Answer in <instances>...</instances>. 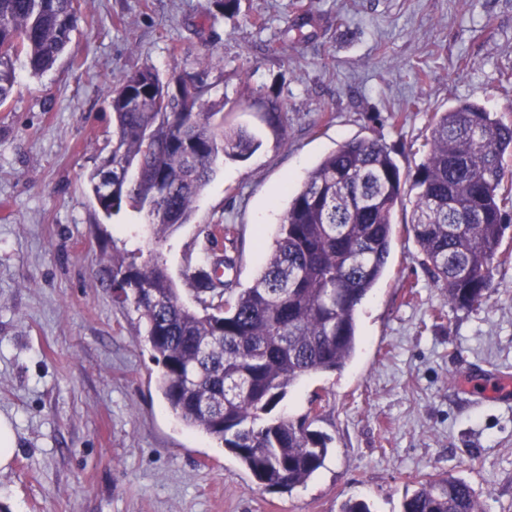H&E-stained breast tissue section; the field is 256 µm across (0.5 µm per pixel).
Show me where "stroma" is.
Instances as JSON below:
<instances>
[{"label": "stroma", "mask_w": 512, "mask_h": 512, "mask_svg": "<svg viewBox=\"0 0 512 512\" xmlns=\"http://www.w3.org/2000/svg\"><path fill=\"white\" fill-rule=\"evenodd\" d=\"M85 0L56 66L0 107V415L16 453L0 512H339L347 498L400 512L408 476L467 480L485 512H512V262L489 300L446 304L406 224L358 311L338 372L299 380L278 415L315 417L323 466L292 493L256 484L223 443L187 427L157 389L145 324L112 291V253L161 251L181 300L206 255L203 228L236 225L235 288L250 287L289 192L351 139L384 143L401 170L428 150V115L461 101L512 119V0ZM202 74L228 129L252 134L223 159L190 223L164 241L142 214L105 217L87 177L112 137L105 86L144 66ZM288 114L271 126L265 100Z\"/></svg>", "instance_id": "1"}]
</instances>
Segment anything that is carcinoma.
<instances>
[{
    "label": "carcinoma",
    "mask_w": 512,
    "mask_h": 512,
    "mask_svg": "<svg viewBox=\"0 0 512 512\" xmlns=\"http://www.w3.org/2000/svg\"><path fill=\"white\" fill-rule=\"evenodd\" d=\"M81 0H0V107L16 92L15 63L39 76L64 54ZM189 79L179 95L151 66L105 91L112 112V161L89 175L93 194L114 190L100 210L146 215L162 239L189 223L219 156L244 158L243 130L218 133L207 96ZM429 149L401 172L378 140L340 144L293 192L278 235L252 286L238 292L225 272L235 260L211 253L191 271L201 310L185 305L162 254L147 262L112 251V288L145 320V340L172 412L224 443L267 490L291 492L322 467L330 438L298 421L271 417L291 386L311 373L342 370L359 342L357 310L383 276L398 208L413 196L409 225L448 306L485 303L493 265L512 228V122L471 102L428 116ZM212 247L233 243L234 224L204 228ZM402 512H484L471 484L452 475L414 476Z\"/></svg>",
    "instance_id": "carcinoma-1"
}]
</instances>
